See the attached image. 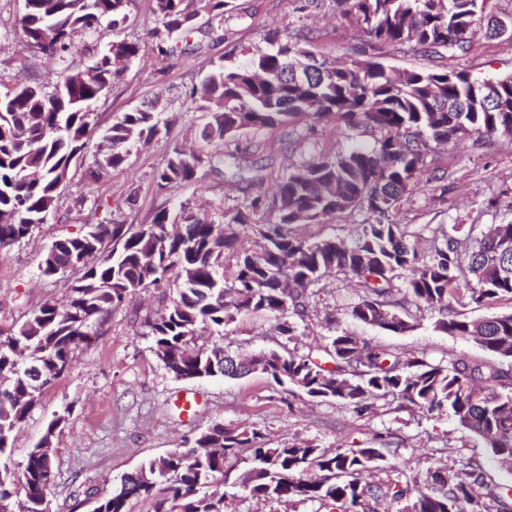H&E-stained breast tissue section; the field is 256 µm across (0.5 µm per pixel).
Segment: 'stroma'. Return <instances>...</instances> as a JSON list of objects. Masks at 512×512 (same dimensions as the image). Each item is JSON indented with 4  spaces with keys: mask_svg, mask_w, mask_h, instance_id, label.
I'll return each mask as SVG.
<instances>
[{
    "mask_svg": "<svg viewBox=\"0 0 512 512\" xmlns=\"http://www.w3.org/2000/svg\"><path fill=\"white\" fill-rule=\"evenodd\" d=\"M234 3L236 15L228 21L223 40L211 43L201 55L164 58L152 49L150 33L158 24L153 0H129L122 34L140 43V55L95 103L97 130L87 136L83 152L73 162L71 181L55 213L26 238L0 250V327L20 324L46 301H66L73 273L45 277L41 260L54 241L79 233L97 219L146 224L155 211L170 206L176 197L190 200L213 218L221 207L267 192L270 183L302 154L315 149L334 154L353 140L374 145L375 133L359 120L331 118L316 123L305 141L275 132L272 137L280 145L272 152L263 148L270 136L245 130L236 135L229 149L243 163L263 165L261 182L240 189L204 165L194 180L177 192L157 188L153 174L165 164L172 147L192 144L205 153L220 148L219 143L197 140L196 129L206 116L185 94L203 78L211 63L244 46H263L272 29H311L316 50L341 60L352 57L363 44L359 32L336 18L332 0H326L317 14L306 10V0ZM22 14V0H0V68L9 67L12 75L27 82L52 84L58 65L27 44L21 30ZM471 41L469 52L460 58H429L406 44L384 48L381 60L395 68L454 69L485 78L512 74V40L488 37L479 25ZM152 100L165 105L168 131L150 143L131 147L124 168L95 183L83 181L82 168L96 154L101 131L121 113ZM434 159L433 170L426 172L419 190L394 214V221L433 230L456 224L487 227L512 223V136L499 135L486 143L472 139L451 143L436 149ZM132 192L137 200L131 205L126 198ZM360 222L358 214L345 212L325 217L318 224H293L289 230L310 240L328 236L349 240ZM175 293L172 287L140 290L106 316L89 340L73 350L68 370L45 388L16 434L12 460L20 465L48 424L57 418L62 421L54 438L55 479L47 494L51 512H91L89 494L103 493L113 478L147 459L190 448L197 435L215 423L257 428L282 444L301 439L332 449L390 432L397 437L400 451L388 478H395L400 471L425 472L439 460L454 467L465 461L483 464L489 485L512 486V467L491 460L489 448L450 412L429 415L382 401L373 412L359 417L339 405L289 393L259 372L241 378H173L144 334V319ZM353 298V282L336 274L324 277L311 299L308 326L298 340V349L324 345L329 334L325 315ZM413 315V329L400 334L345 316L340 317L339 325L369 344L423 354L431 361L485 358V351L475 342L436 331L437 311L423 307ZM211 340L248 355L276 347L278 335L273 317L245 311ZM246 467L241 460L229 461L224 467V512H316L311 503L262 504L246 497L237 486Z\"/></svg>",
    "mask_w": 512,
    "mask_h": 512,
    "instance_id": "obj_1",
    "label": "stroma"
}]
</instances>
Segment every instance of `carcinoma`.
Wrapping results in <instances>:
<instances>
[{
    "mask_svg": "<svg viewBox=\"0 0 512 512\" xmlns=\"http://www.w3.org/2000/svg\"><path fill=\"white\" fill-rule=\"evenodd\" d=\"M336 13L365 38L360 57L339 62L315 51L312 37L298 29L270 48L243 49L224 56L185 95L208 116L201 139L227 143L247 130L286 129L301 115L345 120L360 113L382 134L374 146L352 143L333 156L310 155L280 177L272 200L254 197L221 210V220L200 216L187 200L157 210L150 223L92 224L55 241L41 263L53 277L80 271L63 306L43 303L20 325L0 327V512H46L53 473L45 466L53 450L54 420L47 435L15 469L12 442L43 390L71 362L74 345L138 290L158 288L175 274L177 292L145 319L146 335L167 373L203 377L233 373L234 355L222 346L197 344L198 332L235 322L243 311L265 312L277 321L278 336L290 343L298 321L309 317L311 288L331 271L358 279L361 293L349 315L393 333L413 328L410 308L438 310L434 328L473 340L492 356L512 362V313L460 320L455 307L512 301V223L475 234L469 250L453 234L424 255L420 233L390 216L412 196L429 169V142L446 144L473 134L490 139L512 125V75L494 79L497 98L485 84L460 71L394 70L377 60L385 46L410 44L432 55L469 49L474 27L488 15L490 0H333ZM128 0H24L22 30L28 44L59 62L51 88L13 85L0 70V88L12 92L0 112V250L47 221L68 187L73 160L94 132L88 107L105 95L121 70L116 60H135L139 43L122 38ZM232 0H156L160 26L151 32L158 53L198 55L231 18ZM204 13L208 27L192 18ZM311 56L319 67L300 82L286 74L291 59ZM153 108L125 112L101 138L106 148L85 169L90 182L121 168L128 148L147 143L167 128ZM224 174V154L174 147L154 172L159 189H176L203 164ZM262 167L235 165L232 177L249 184ZM365 215L355 237L315 241L289 232L337 212ZM235 259L226 279L227 254ZM280 386L310 398L335 401L363 414L389 397L427 414L452 410L460 424L480 437L498 460L512 462V385L498 365L481 360L407 358L335 332L320 350H269L256 360ZM249 453L241 477L245 494L291 504L317 502L325 512H374L390 500L399 512H512V487H490L483 467L455 471L429 467L421 476L401 474L381 481L398 448L373 438L361 448L334 450L309 441L280 446L259 429L216 423L195 439V448L142 463L109 486L92 512H125L134 498L154 497L153 512H224L216 486L231 455Z\"/></svg>",
    "mask_w": 512,
    "mask_h": 512,
    "instance_id": "carcinoma-1",
    "label": "carcinoma"
}]
</instances>
